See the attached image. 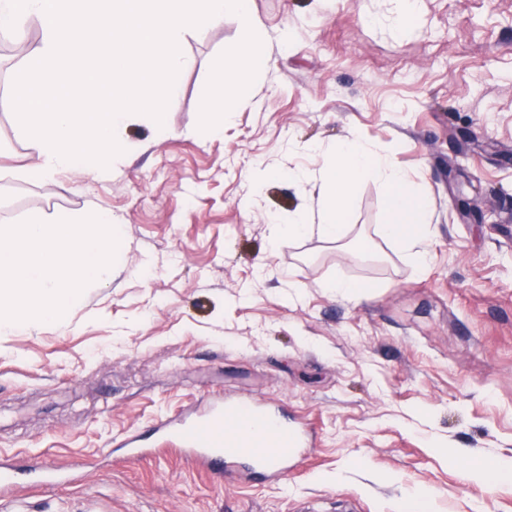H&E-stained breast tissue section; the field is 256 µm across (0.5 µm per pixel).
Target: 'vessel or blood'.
<instances>
[{
    "instance_id": "vessel-or-blood-1",
    "label": "vessel or blood",
    "mask_w": 512,
    "mask_h": 512,
    "mask_svg": "<svg viewBox=\"0 0 512 512\" xmlns=\"http://www.w3.org/2000/svg\"><path fill=\"white\" fill-rule=\"evenodd\" d=\"M156 429L181 448L190 466L219 474L228 462L245 458L275 477L304 455L309 434L305 426L288 429L273 403L231 398L159 421Z\"/></svg>"
}]
</instances>
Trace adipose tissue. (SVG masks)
Segmentation results:
<instances>
[{"label": "adipose tissue", "mask_w": 512, "mask_h": 512, "mask_svg": "<svg viewBox=\"0 0 512 512\" xmlns=\"http://www.w3.org/2000/svg\"><path fill=\"white\" fill-rule=\"evenodd\" d=\"M294 182L315 180L321 184L319 224L306 223L303 212L293 214L289 224H271L270 239L282 235L301 237L318 233L325 240L341 242L348 230V206L353 186L364 180L377 183L386 199V221L378 225L382 239L400 246L415 264L427 261L426 243L431 230L427 222L430 201L414 191L407 175L389 157L355 136L338 143L330 161L316 170L289 171Z\"/></svg>", "instance_id": "ef3b65f1"}]
</instances>
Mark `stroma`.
Instances as JSON below:
<instances>
[{"label":"stroma","instance_id":"obj_1","mask_svg":"<svg viewBox=\"0 0 512 512\" xmlns=\"http://www.w3.org/2000/svg\"><path fill=\"white\" fill-rule=\"evenodd\" d=\"M267 63L217 137L196 134L212 65L240 38L233 17L187 37L193 65L166 109L167 136L131 125L118 171L32 183L8 91L23 61L2 52L40 26L0 33V218L97 207L124 229L111 279L67 322L0 337V457L28 512H512V480L467 467L512 458V0H424L406 34L390 0H253ZM377 144L431 201L427 266L376 233L378 184H356L348 253L318 235L271 243L267 218L306 209L318 182L290 183L351 136ZM274 170L252 193L256 167ZM473 211L458 208V194ZM372 284L350 299L327 289ZM220 395L282 403L316 443L270 483L223 478L161 451L111 454ZM44 462L75 471L26 482Z\"/></svg>","mask_w":512,"mask_h":512}]
</instances>
